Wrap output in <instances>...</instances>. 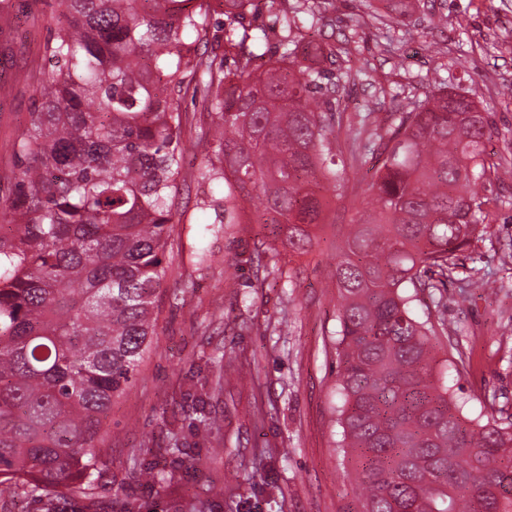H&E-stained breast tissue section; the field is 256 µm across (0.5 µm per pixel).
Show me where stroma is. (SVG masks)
<instances>
[{
    "mask_svg": "<svg viewBox=\"0 0 512 512\" xmlns=\"http://www.w3.org/2000/svg\"><path fill=\"white\" fill-rule=\"evenodd\" d=\"M326 0L314 36L336 49L328 75L338 85L342 128L337 160L359 128L362 108L376 116L412 109L445 81L488 110L491 158L510 157L477 181L490 198L489 233L463 263L486 281L457 304L458 283L442 298L419 295L415 312L459 334L462 350L436 347L449 360L448 380L471 414L496 396L512 399V0ZM14 19L0 31V82L16 70L48 72L41 45L58 0H13ZM350 68L364 79L342 82ZM36 82L0 95V142L29 112ZM189 150L178 177L180 222L173 225L166 277L157 293V334L131 385L115 397L96 446L91 507L73 492L48 485L37 496L0 485V512H44L46 501L65 512H358L352 466L340 453L336 393L339 323L334 258L357 219L375 204L373 163L349 171V183L327 188L328 218L311 252L281 253L279 265L261 258L264 231L228 224L208 234L210 265L189 260L198 227L216 219L197 174L205 152L196 138L212 121L188 112ZM183 455L171 456L172 444ZM152 464L154 484L141 479Z\"/></svg>",
    "mask_w": 512,
    "mask_h": 512,
    "instance_id": "35a3bbf8",
    "label": "stroma"
}]
</instances>
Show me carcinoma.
<instances>
[{"mask_svg": "<svg viewBox=\"0 0 512 512\" xmlns=\"http://www.w3.org/2000/svg\"><path fill=\"white\" fill-rule=\"evenodd\" d=\"M224 6L226 55L209 50ZM254 0H62L42 45L55 63L10 143L16 192L0 213V484L34 494L66 483L91 496L95 443L112 399L156 335V294L175 217L186 96L214 114L199 182L219 190L218 223L271 227L313 247L332 153L335 63L305 28L316 6L279 0L281 55L257 66ZM489 114L437 85L376 126L352 160L376 158L375 213L336 254L338 406L362 512H512V413L470 417L434 354L438 327L418 292L462 281L491 199L472 184L488 161Z\"/></svg>", "mask_w": 512, "mask_h": 512, "instance_id": "carcinoma-1", "label": "carcinoma"}]
</instances>
